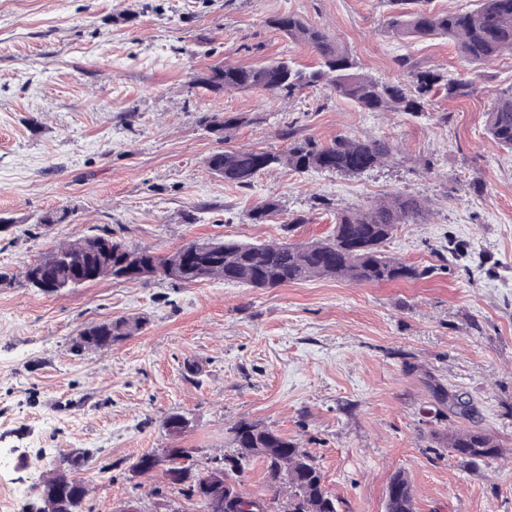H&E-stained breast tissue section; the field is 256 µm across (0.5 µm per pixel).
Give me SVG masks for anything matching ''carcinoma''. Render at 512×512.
Here are the masks:
<instances>
[{
	"instance_id": "cac0c4a2",
	"label": "carcinoma",
	"mask_w": 512,
	"mask_h": 512,
	"mask_svg": "<svg viewBox=\"0 0 512 512\" xmlns=\"http://www.w3.org/2000/svg\"><path fill=\"white\" fill-rule=\"evenodd\" d=\"M397 2L400 11L392 16L390 27L403 41L447 38L472 65L484 64L505 52L512 53V0H479L477 8L457 12H433L421 7V0ZM269 24L288 39L313 48L319 57L318 67L298 68L288 60L254 66L217 63L199 73L196 83L214 93L260 89L288 97L306 88L321 86L352 101L363 111L403 112L412 117L427 111L431 98L440 90L451 99L471 93L470 81L451 77L438 69H415L406 55L397 58V65L407 79L380 82L361 73L358 63L340 42L301 17L280 15L270 19ZM206 120L210 133L219 141L224 140V131L245 122L242 116L218 113ZM485 127L495 144L512 150V89L502 91L493 99L485 112ZM283 136L288 139V150L283 153L217 151L207 158V167L221 172L227 183L247 186L256 174L275 166L299 172L314 169L361 174L381 166L396 151L392 142L381 139L337 136L321 143L310 137L297 138L289 129L283 131ZM428 213L426 201L398 193L366 209L338 212L332 234L325 240L271 244L192 242L183 246V251L200 248L199 262L189 263L185 280L193 284L202 275L206 280L221 278L250 288H275L313 277L340 278L354 284L417 281L427 277L430 269L391 257L383 251V246L397 225L416 224ZM278 215L279 200L268 197L251 213V220L265 224ZM68 249H72V245L54 248L28 266L27 282L37 286L36 272ZM155 259L157 256L149 249L131 250L119 240L112 241L113 264L123 272L129 274L135 266ZM82 334L110 346L131 336L132 332L128 321L118 318L87 327ZM438 438L451 456L471 465L486 463L500 455L499 445L479 431L440 434ZM233 442L240 451L229 459L233 463L232 470L239 475L258 458L256 453L244 452L246 448H275L288 459L292 474L288 483V512H338L336 498L325 488L324 473L295 441L272 429L242 422L234 429ZM201 483L202 474L191 469L176 485L186 499L198 500L206 512L208 506L200 497ZM80 484L81 478H75L63 512H84L85 497L80 492ZM385 512H415L411 480L401 471L394 473L387 484Z\"/></svg>"
}]
</instances>
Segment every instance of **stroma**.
Here are the masks:
<instances>
[{
	"label": "stroma",
	"mask_w": 512,
	"mask_h": 512,
	"mask_svg": "<svg viewBox=\"0 0 512 512\" xmlns=\"http://www.w3.org/2000/svg\"><path fill=\"white\" fill-rule=\"evenodd\" d=\"M392 0H0V512H21L70 448L89 450L87 512L185 503L160 475L131 466L167 447L166 420H188L179 445L195 467L236 451L231 429L257 423L318 460L338 512H385L395 472L415 512H512V152L484 130L485 111L512 88V55L471 67L448 39L408 44ZM296 14L324 28L382 82L402 80L406 54L472 82L427 112H363L330 89L293 97L216 94L195 78L217 62L318 57L269 25ZM245 124L216 140L205 118ZM328 142L387 139L383 167L344 176L275 167L251 186L212 175L220 149L287 150L283 129ZM393 193L431 214L398 225L387 254L426 278L353 284L312 278L249 288L216 278L181 285L105 277L50 294L23 278L57 245L111 230L129 248L166 257L193 241L271 243L331 235L336 213ZM281 214L252 223L268 197ZM65 209L67 221L41 217ZM303 222L285 231L292 216ZM124 318L130 337L77 352L89 326ZM472 416L436 419L437 389ZM477 430L500 446L480 468L436 454L437 437ZM29 465L14 468L12 449Z\"/></svg>",
	"instance_id": "1"
}]
</instances>
